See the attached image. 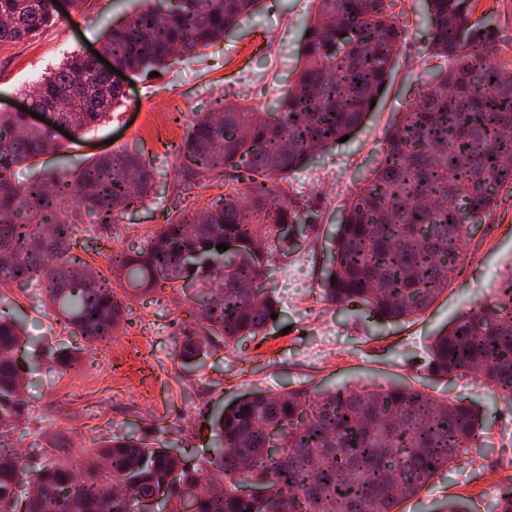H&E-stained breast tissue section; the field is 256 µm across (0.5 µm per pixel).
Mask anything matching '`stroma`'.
Instances as JSON below:
<instances>
[{
    "instance_id": "35a3bbf8",
    "label": "stroma",
    "mask_w": 512,
    "mask_h": 512,
    "mask_svg": "<svg viewBox=\"0 0 512 512\" xmlns=\"http://www.w3.org/2000/svg\"><path fill=\"white\" fill-rule=\"evenodd\" d=\"M139 6V0H86L75 11L70 0H60L55 25L28 42L1 45L0 113L10 111L22 89L66 57L99 49L105 21ZM426 8V0H408L406 43L376 107L346 142L316 153L284 186L289 198L309 210L310 229L271 266L279 310L263 340L228 346L215 338L194 359L180 361L187 337L202 332L198 282L139 293L125 280L113 279L124 307L111 340L96 347L73 335L30 289H0V302L17 314L28 337L21 392L26 416L13 436L20 452L49 448L80 463L112 436L131 434L175 450L191 467L211 445L212 416L231 400L255 392L398 379L477 405L485 426L470 454L402 502L403 512H445L449 498L458 496L469 512H491L501 490L512 485V406L487 394L474 377L429 376L425 361L430 336L486 299L512 262V197L472 225L464 278L412 321L381 323L358 306L335 310L319 292L355 180L382 156L393 124L418 96L428 72L444 65L428 50ZM314 13L313 0H262L258 13L220 43L178 55L153 77L127 73L124 104L70 144L63 160L48 157L35 167H16L26 182L59 163L75 168L115 151L136 149L146 160L155 190L145 208L118 223L95 225L77 239L75 255L109 273L108 255L142 247L169 213L204 209L227 192L224 182L189 190L175 180L180 147L194 120L213 112L217 100L235 102L247 112L270 108L303 66L305 25ZM474 17L506 28L496 52L498 60L511 61L512 0H478ZM63 352L77 356L75 367L57 365Z\"/></svg>"
}]
</instances>
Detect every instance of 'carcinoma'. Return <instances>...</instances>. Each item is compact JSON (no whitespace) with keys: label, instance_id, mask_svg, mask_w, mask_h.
Instances as JSON below:
<instances>
[{"label":"carcinoma","instance_id":"cac0c4a2","mask_svg":"<svg viewBox=\"0 0 512 512\" xmlns=\"http://www.w3.org/2000/svg\"><path fill=\"white\" fill-rule=\"evenodd\" d=\"M103 31L101 50L128 70L150 74L234 32L260 0H160ZM305 28V64L266 112L235 104L199 118L181 150V170L198 181L233 174L236 185L200 215L177 212L144 246L107 256L142 291L181 280L209 281L205 337L184 344L192 359L210 335L239 343L263 333L279 301L268 286L275 255L288 250L301 211L277 185L312 152L357 128L387 87L407 30L395 0H315ZM476 0H428L431 51L451 62L391 131L385 155L361 180L330 246L322 297L336 309L365 306L380 322L425 313L463 274L469 224L512 196V62L496 59L498 26L474 22ZM0 45L53 24V0H0ZM85 85L73 93L76 75ZM37 107L72 98L61 113L73 134L90 131L123 104L124 92L95 62L74 54L24 90ZM65 151L47 128L20 112L0 113V286L32 287L90 342L112 336L122 303L108 278L69 254L96 224H115L141 208L152 177L138 151L99 156L46 179L15 180V168ZM236 243L232 253L216 249ZM18 319L0 308V512H139L156 497L179 512L181 492H198L197 512H397L438 474L467 455L484 430L479 411L401 382L257 392L213 419L212 448L194 467L170 449L131 436L87 459L88 477L60 457L38 464L10 444L24 416L25 372L16 352ZM427 371L436 378L475 375L512 405V265L485 303L431 337ZM282 453L270 436L280 423Z\"/></svg>","mask_w":512,"mask_h":512}]
</instances>
